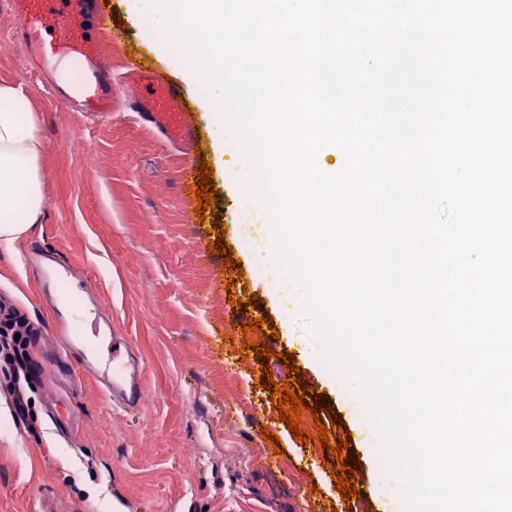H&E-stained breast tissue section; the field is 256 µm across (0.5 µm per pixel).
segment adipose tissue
I'll return each instance as SVG.
<instances>
[{
	"label": "adipose tissue",
	"mask_w": 512,
	"mask_h": 512,
	"mask_svg": "<svg viewBox=\"0 0 512 512\" xmlns=\"http://www.w3.org/2000/svg\"><path fill=\"white\" fill-rule=\"evenodd\" d=\"M35 109L20 89L0 85V247H10L44 210Z\"/></svg>",
	"instance_id": "1"
}]
</instances>
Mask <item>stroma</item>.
<instances>
[{
  "mask_svg": "<svg viewBox=\"0 0 512 512\" xmlns=\"http://www.w3.org/2000/svg\"><path fill=\"white\" fill-rule=\"evenodd\" d=\"M106 9L124 24L113 65L136 52L188 97L214 168L224 251L208 250L218 227L199 223L194 189L178 177V154L165 152L133 113L100 121L62 111L43 82L25 75L23 47L0 37V84L21 85L45 144L41 220L0 248V313L18 311L47 329L50 308L21 263L25 246L41 242L94 284L145 363L144 402L134 412L113 407L93 377L69 383L51 374L36 395L39 423L31 431L0 391V512H31L34 499L51 491L71 512H114L124 500L136 512H307L313 500L344 512L320 443L301 445L274 420L258 360L227 350L257 316L276 328L266 342L275 352L274 381L288 372L280 352L295 351L314 393L346 422L363 468V512H406L375 421L360 414L358 391L329 371L324 341L303 326V289L270 271L260 249L269 240L267 211L258 209L255 226L240 222L241 183L253 164L232 135L217 139L210 90L186 82L175 48L158 46L165 20L154 0H111ZM229 250L244 267L234 287L224 266ZM246 297L260 300L259 314L239 307ZM267 431L274 441H265Z\"/></svg>",
  "mask_w": 512,
  "mask_h": 512,
  "instance_id": "35a3bbf8",
  "label": "stroma"
}]
</instances>
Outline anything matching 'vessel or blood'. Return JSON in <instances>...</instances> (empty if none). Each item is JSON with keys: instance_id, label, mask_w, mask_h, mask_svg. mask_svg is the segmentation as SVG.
I'll list each match as a JSON object with an SVG mask.
<instances>
[{"instance_id": "1", "label": "vessel or blood", "mask_w": 512, "mask_h": 512, "mask_svg": "<svg viewBox=\"0 0 512 512\" xmlns=\"http://www.w3.org/2000/svg\"><path fill=\"white\" fill-rule=\"evenodd\" d=\"M112 18L100 0H0V31L24 46L31 74L41 76L65 61H79L85 77L76 94L59 93L65 110L99 117L123 104L139 121L160 134L164 143L192 153L198 129L181 85L166 73L132 57L121 81H113L112 65L99 37L110 32ZM24 263L41 280L45 301L64 289H76L85 299L82 309L53 311L56 347L49 362L94 377L113 405L137 409L143 399L144 365L126 337L112 324V314L91 297L87 283L76 280L73 268L55 251L29 243ZM106 338L111 361H103L95 341Z\"/></svg>"}]
</instances>
